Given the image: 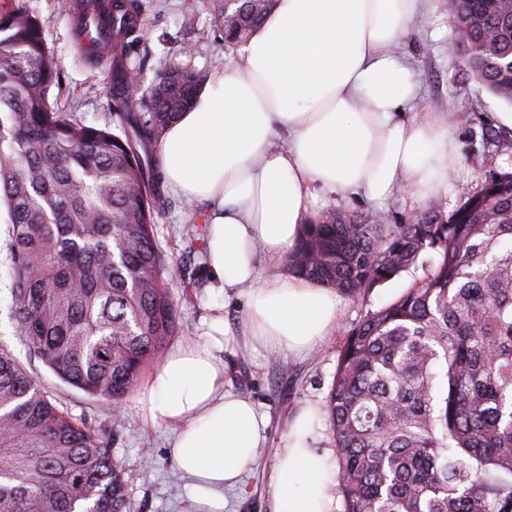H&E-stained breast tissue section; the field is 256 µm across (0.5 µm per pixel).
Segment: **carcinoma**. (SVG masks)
<instances>
[{
  "label": "carcinoma",
  "instance_id": "obj_1",
  "mask_svg": "<svg viewBox=\"0 0 512 512\" xmlns=\"http://www.w3.org/2000/svg\"><path fill=\"white\" fill-rule=\"evenodd\" d=\"M235 48L273 0H216ZM465 75L512 105V0H448ZM142 0H112L111 124L64 118L42 22L0 9V200L10 224L11 313L62 382L117 403L178 333L170 264L155 239L169 204L157 152L206 74L165 68L134 109L129 38ZM386 224L312 216L288 273L351 298L421 269L349 325L326 400L343 512H512V170L492 169L450 214L440 202ZM207 225L190 216V243ZM112 438L52 403L0 351V512H126Z\"/></svg>",
  "mask_w": 512,
  "mask_h": 512
}]
</instances>
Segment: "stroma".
Segmentation results:
<instances>
[{
    "instance_id": "stroma-1",
    "label": "stroma",
    "mask_w": 512,
    "mask_h": 512,
    "mask_svg": "<svg viewBox=\"0 0 512 512\" xmlns=\"http://www.w3.org/2000/svg\"><path fill=\"white\" fill-rule=\"evenodd\" d=\"M140 33L128 58L142 91L158 82L160 64L172 61L206 74L223 69L230 60L224 49V34L211 0H145ZM43 23L42 38L59 76L52 98L66 117L101 127L109 121L112 73L108 65L87 58L75 43L63 0H9ZM456 31L446 0H426L423 14L410 26L400 43L404 55L415 63L424 95L423 114L444 112L455 121L449 148L453 162L445 184L437 190L446 211H453L465 193L475 188L486 171L512 168V148L490 144L488 131L512 123V106L495 98L475 82L467 80L454 46ZM429 198L399 191L381 204L332 193L319 194L313 212L345 208L383 213L387 223L426 208ZM192 206L179 195L156 219V240L169 261L180 269L169 288L177 303L181 338L201 336L208 329L215 300L204 269L190 261L187 241L180 228ZM8 209L0 203V348L9 351L41 383L51 401L82 419L98 433L112 437V455L119 463L130 512H190V486L168 452L172 431L144 422L138 392H131L120 407L59 380L39 359L31 355L9 312ZM414 281L413 274L375 288L363 300L338 295V318L328 336L306 356L280 352V364L271 367L269 351L244 343L240 322L248 306L247 290L233 289L224 296V373L231 391L248 395L265 415L266 442L256 461L242 476V488L224 494V512H267L275 485L277 451L288 437L292 418L304 410L315 413L310 435L317 451L334 453L327 420L326 397L336 369L337 350L349 323L358 321L398 297Z\"/></svg>"
}]
</instances>
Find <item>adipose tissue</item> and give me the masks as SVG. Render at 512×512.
<instances>
[{
    "instance_id": "obj_1",
    "label": "adipose tissue",
    "mask_w": 512,
    "mask_h": 512,
    "mask_svg": "<svg viewBox=\"0 0 512 512\" xmlns=\"http://www.w3.org/2000/svg\"><path fill=\"white\" fill-rule=\"evenodd\" d=\"M425 2L274 0L160 140L169 189L205 207L212 289L251 290L241 322L250 343L302 354L336 322L328 289L259 274L294 245L315 186L379 204L397 189L447 181L451 126L444 116L410 118L420 83L398 50ZM224 334L217 305L206 336L173 348L140 399L151 423L175 430L170 454L192 485L194 512H224L225 489L265 442V417L226 389ZM313 420L304 411L288 429L269 512H330L336 472L311 446Z\"/></svg>"
}]
</instances>
